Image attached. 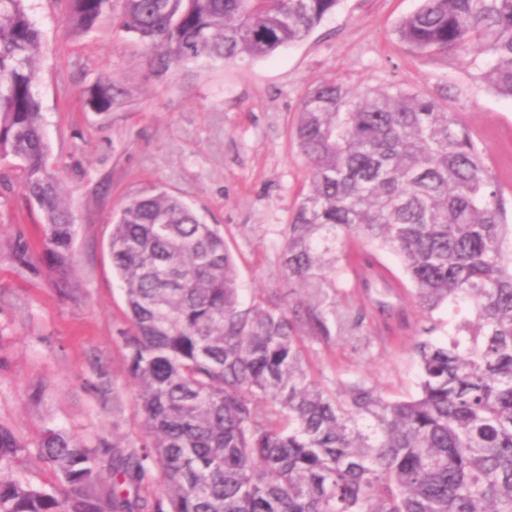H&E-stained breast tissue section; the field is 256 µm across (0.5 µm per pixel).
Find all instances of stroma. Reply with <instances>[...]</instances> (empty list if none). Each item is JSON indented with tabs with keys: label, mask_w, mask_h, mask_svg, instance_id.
Listing matches in <instances>:
<instances>
[{
	"label": "stroma",
	"mask_w": 512,
	"mask_h": 512,
	"mask_svg": "<svg viewBox=\"0 0 512 512\" xmlns=\"http://www.w3.org/2000/svg\"><path fill=\"white\" fill-rule=\"evenodd\" d=\"M42 33L35 93L42 103L49 162L73 207L76 298L52 286L38 257L44 226L26 202L16 165L0 162V427L37 444L45 426L61 427L91 449L138 441L141 415L124 352L115 340L124 302L108 240L112 212L148 183L163 185L221 225L235 256L241 298L286 296L277 253L308 177L292 138L305 93L336 79L363 89L395 83L446 98L466 123L503 190H512V99L489 92L461 61L415 55L396 41L397 20L419 0H342L303 43L248 65L175 69L149 76L144 48L111 22L67 34L59 0H25ZM118 78L130 93L123 109L88 112L82 90ZM29 261L13 254L16 240ZM383 283L365 288L353 273L338 286L342 303L362 309L374 348L311 343L317 378L366 379L390 399L415 393L409 346L421 312L398 256L375 250ZM393 310L384 315L376 299Z\"/></svg>",
	"instance_id": "35a3bbf8"
}]
</instances>
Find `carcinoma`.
<instances>
[{
	"label": "carcinoma",
	"mask_w": 512,
	"mask_h": 512,
	"mask_svg": "<svg viewBox=\"0 0 512 512\" xmlns=\"http://www.w3.org/2000/svg\"><path fill=\"white\" fill-rule=\"evenodd\" d=\"M60 2L73 33L116 20L159 74L301 43L341 0ZM393 34L512 98V0H422ZM41 48L24 0H0V161L19 165L53 286L74 297L75 216L33 91ZM127 103L113 78L85 90L99 115ZM294 137L309 178L278 261L300 295L243 305L220 225L161 185L126 197L109 240L127 321L116 340L147 440L95 452L47 426L32 448L0 427V512H512V224L482 148L434 97L340 80L308 90ZM353 241L402 258L421 311L407 399L308 369V340L369 349L364 314L336 300ZM448 303L470 317L437 340L432 313ZM27 458L54 479L15 476Z\"/></svg>",
	"instance_id": "carcinoma-1"
}]
</instances>
